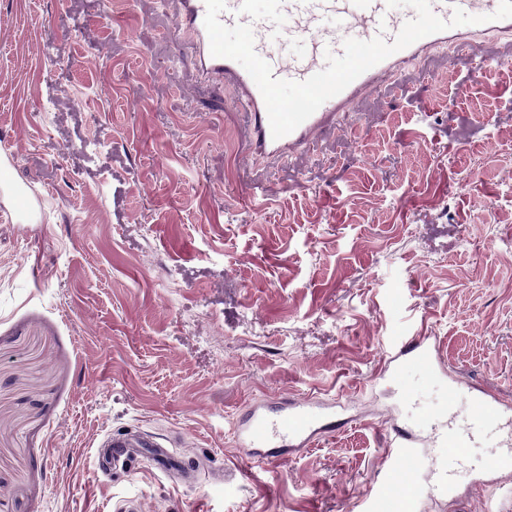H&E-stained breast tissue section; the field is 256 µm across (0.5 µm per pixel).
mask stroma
<instances>
[{"instance_id":"1","label":"stroma","mask_w":512,"mask_h":512,"mask_svg":"<svg viewBox=\"0 0 512 512\" xmlns=\"http://www.w3.org/2000/svg\"><path fill=\"white\" fill-rule=\"evenodd\" d=\"M177 11L132 0L104 27L97 0H0V151L40 190L27 227L0 212V512H359L392 424L512 402V37L482 44L483 80L470 50L430 53L354 135L252 168L233 91L175 54ZM423 330L454 402L416 369L374 378ZM284 395L336 402L335 432L241 465L236 418ZM127 431L185 469L100 471ZM499 451L485 434L451 497L422 459L413 512H512Z\"/></svg>"}]
</instances>
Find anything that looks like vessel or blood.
I'll return each instance as SVG.
<instances>
[{
	"mask_svg": "<svg viewBox=\"0 0 512 512\" xmlns=\"http://www.w3.org/2000/svg\"><path fill=\"white\" fill-rule=\"evenodd\" d=\"M226 3L220 21L230 27L251 26L256 53L270 64L274 77L292 81L306 80L325 69L326 54L342 55L345 39L370 40L379 36L390 42L407 20L406 15L388 7L387 0H267V9L260 15L252 10L251 0ZM430 4L433 13L444 20L451 19L458 7L470 15L485 16L486 21L465 30L452 27L426 36L392 54L329 99L327 108L317 109L294 131L278 139L272 136L264 99L247 71L233 60L212 55L204 26L205 0H180L174 31L179 48L193 57L201 80L234 89L245 115L243 133L251 144L247 161L256 165L308 148L323 131L341 126L343 117L357 111L360 101L374 88L394 82L405 64L438 49L475 46L481 36H512V18H491L500 0H430ZM11 165V159L0 160V200L32 212L33 202L7 175ZM404 366L419 368L433 379L445 373L440 347L428 336L411 337L388 352L378 375L386 377ZM315 407L310 398H283L271 405H252L238 419L234 430V443L242 461L261 457L278 462L287 459L293 449L309 447L331 423L329 417L316 413ZM490 430L500 434L502 451L488 461V468L511 469L512 405L494 396L477 397L471 419L463 425L448 409L420 416L416 430L394 427L380 476L365 499L364 512H408L410 504L398 495L396 486L402 474L412 473L417 467L419 446L431 448L432 467L441 470L448 459L464 464L469 448ZM148 447L153 448L159 460L176 465L177 460L168 449L153 447L151 440L130 433L108 435L100 442L99 453L118 468L137 457L139 449Z\"/></svg>",
	"mask_w": 512,
	"mask_h": 512,
	"instance_id": "1",
	"label": "vessel or blood"
}]
</instances>
